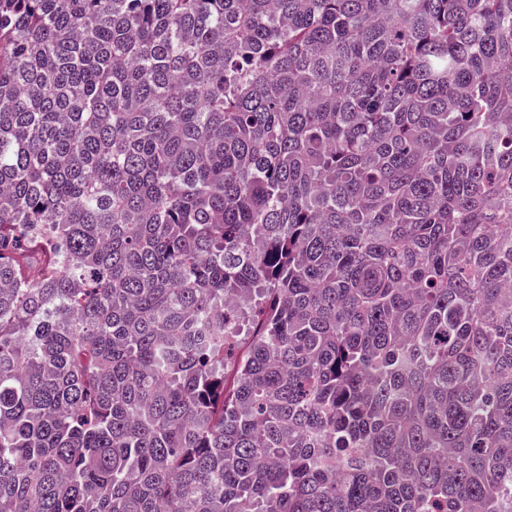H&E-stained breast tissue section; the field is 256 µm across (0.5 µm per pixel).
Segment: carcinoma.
Masks as SVG:
<instances>
[{
	"label": "carcinoma",
	"instance_id": "carcinoma-1",
	"mask_svg": "<svg viewBox=\"0 0 512 512\" xmlns=\"http://www.w3.org/2000/svg\"><path fill=\"white\" fill-rule=\"evenodd\" d=\"M0 512H512V0H0Z\"/></svg>",
	"mask_w": 512,
	"mask_h": 512
}]
</instances>
